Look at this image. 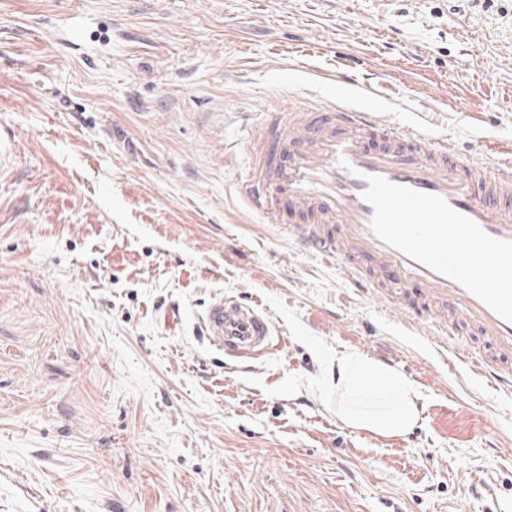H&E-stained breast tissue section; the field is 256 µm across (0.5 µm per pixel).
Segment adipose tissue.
Masks as SVG:
<instances>
[{"instance_id": "ef3b65f1", "label": "adipose tissue", "mask_w": 512, "mask_h": 512, "mask_svg": "<svg viewBox=\"0 0 512 512\" xmlns=\"http://www.w3.org/2000/svg\"><path fill=\"white\" fill-rule=\"evenodd\" d=\"M338 418L347 425L381 435H400L419 418L418 395L411 382L392 367L359 355H342L329 365Z\"/></svg>"}]
</instances>
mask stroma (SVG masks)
I'll list each match as a JSON object with an SVG mask.
<instances>
[{"mask_svg": "<svg viewBox=\"0 0 512 512\" xmlns=\"http://www.w3.org/2000/svg\"><path fill=\"white\" fill-rule=\"evenodd\" d=\"M512 145V0H0V512H512V393L237 194L253 131L336 91ZM276 340L242 367L215 299ZM341 351L419 394L336 415ZM209 343L232 360L254 362L273 346L274 327L257 308L224 296L214 300L201 318ZM327 372L336 386L337 416L347 425L392 436L407 432L418 421V395L392 367L352 354L336 357Z\"/></svg>", "mask_w": 512, "mask_h": 512, "instance_id": "35a3bbf8", "label": "stroma"}]
</instances>
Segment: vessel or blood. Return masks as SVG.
Here are the masks:
<instances>
[{
    "label": "vessel or blood",
    "mask_w": 512,
    "mask_h": 512,
    "mask_svg": "<svg viewBox=\"0 0 512 512\" xmlns=\"http://www.w3.org/2000/svg\"><path fill=\"white\" fill-rule=\"evenodd\" d=\"M278 139L265 143L266 163H251L239 190L250 208L274 214L288 205L302 217L296 239L326 262L351 268L363 289L390 277L391 302L416 295L411 325L448 309L480 336L472 361L488 385L512 393V322L464 287L382 242L370 227L374 212L362 197L367 176L442 197L487 234L512 240V148L460 164L447 140L429 141L414 128L386 129L379 113L323 102L280 111ZM209 343L225 358L254 362L273 345L274 327L257 308L227 297L201 318Z\"/></svg>",
    "instance_id": "vessel-or-blood-1"
}]
</instances>
